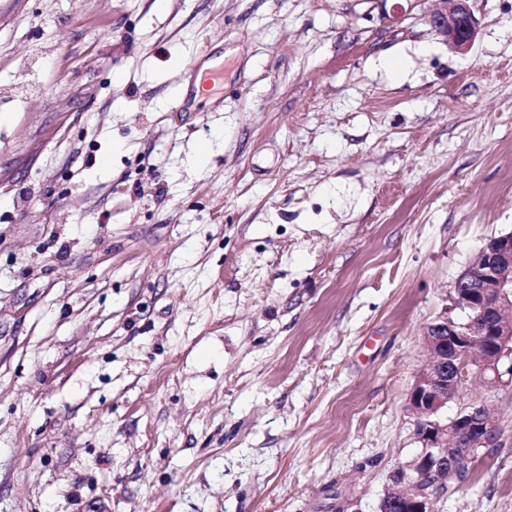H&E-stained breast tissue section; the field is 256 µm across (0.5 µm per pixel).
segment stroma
Returning a JSON list of instances; mask_svg holds the SVG:
<instances>
[{"label":"stroma","instance_id":"35a3bbf8","mask_svg":"<svg viewBox=\"0 0 512 512\" xmlns=\"http://www.w3.org/2000/svg\"><path fill=\"white\" fill-rule=\"evenodd\" d=\"M430 7L0 0V512H379L512 232V0L465 55ZM473 401L438 512H512V384Z\"/></svg>","mask_w":512,"mask_h":512}]
</instances>
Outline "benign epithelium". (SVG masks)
I'll list each match as a JSON object with an SVG mask.
<instances>
[{
    "instance_id": "1",
    "label": "benign epithelium",
    "mask_w": 512,
    "mask_h": 512,
    "mask_svg": "<svg viewBox=\"0 0 512 512\" xmlns=\"http://www.w3.org/2000/svg\"><path fill=\"white\" fill-rule=\"evenodd\" d=\"M470 0H436L424 19L456 53L467 54L478 35ZM454 305L466 318L444 317L427 326L424 340L429 351L419 370L409 402L416 418V434L422 444L419 461H431L435 474L459 480L460 455L448 454V446L490 447L498 438L494 409L473 402L452 418L438 416L449 400L467 387H492L502 382L503 360L512 357V233L492 238L456 279ZM423 476L407 481L391 503L403 512H434L435 494L425 489Z\"/></svg>"
}]
</instances>
